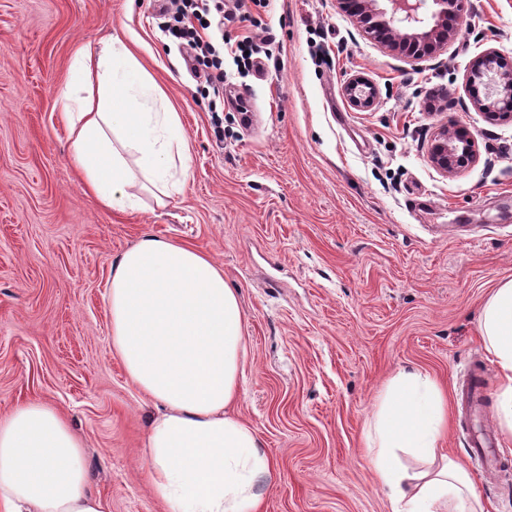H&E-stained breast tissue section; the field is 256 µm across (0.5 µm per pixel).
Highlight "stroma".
I'll return each instance as SVG.
<instances>
[{
  "mask_svg": "<svg viewBox=\"0 0 512 512\" xmlns=\"http://www.w3.org/2000/svg\"><path fill=\"white\" fill-rule=\"evenodd\" d=\"M157 0H0V413L40 400L84 442L89 483L111 512H164L150 489L151 410L112 349V264L144 234L209 253L239 289L246 359L232 412L276 469L262 512H390L365 432L399 371L453 394L473 371L496 418L499 371L478 315L512 278V121H489L466 70L495 49L512 68V0H468L441 52L400 56L365 37L335 0H261L228 37L260 26L277 65L225 59L224 108L162 32ZM119 37L179 112L189 142L180 192L140 186L138 210L82 191L58 122L81 44ZM361 76L374 105L344 87ZM476 161H429L450 125ZM471 425L448 406L445 446L483 503L512 512V439L495 468L470 456ZM347 95L351 103L359 108L373 106L376 99L375 88L363 77L350 78L346 87Z\"/></svg>",
  "mask_w": 512,
  "mask_h": 512,
  "instance_id": "obj_1",
  "label": "stroma"
}]
</instances>
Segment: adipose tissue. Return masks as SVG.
Here are the masks:
<instances>
[{
  "mask_svg": "<svg viewBox=\"0 0 512 512\" xmlns=\"http://www.w3.org/2000/svg\"><path fill=\"white\" fill-rule=\"evenodd\" d=\"M161 88L116 37L79 47L59 121L83 188L110 211L136 209L128 188L178 191L188 141ZM112 346L159 412L147 431L153 495L166 512H259L274 465L257 431L228 416L238 396L244 313L204 251L143 236L112 266ZM481 335L501 377L496 418L512 435V279L493 288ZM447 401L436 382L398 373L376 399L367 439L391 512H487L465 467L442 448ZM420 464L411 470L399 453ZM0 512H110L88 487L82 441L54 408L28 401L0 415Z\"/></svg>",
  "mask_w": 512,
  "mask_h": 512,
  "instance_id": "adipose-tissue-1",
  "label": "adipose tissue"
}]
</instances>
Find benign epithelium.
Masks as SVG:
<instances>
[{
    "instance_id": "7a95c632",
    "label": "benign epithelium",
    "mask_w": 512,
    "mask_h": 512,
    "mask_svg": "<svg viewBox=\"0 0 512 512\" xmlns=\"http://www.w3.org/2000/svg\"><path fill=\"white\" fill-rule=\"evenodd\" d=\"M339 11L359 20L364 33L393 50L412 57L433 54L448 44L454 31L449 19L465 7V0H336ZM467 82L488 85L489 92L478 101L488 118L512 119V69L501 66L496 51L479 54L468 71ZM351 103L359 108L373 106L375 88L360 76L346 87ZM477 156L474 136L461 126L443 128L432 144L430 162L444 174L457 172Z\"/></svg>"
}]
</instances>
